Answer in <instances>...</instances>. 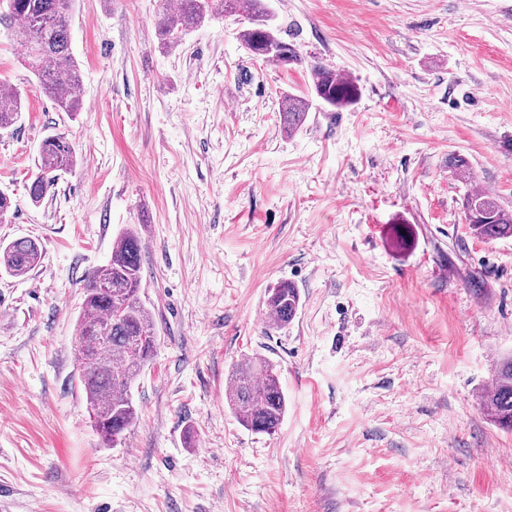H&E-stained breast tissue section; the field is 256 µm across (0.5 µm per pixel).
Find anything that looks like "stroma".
Listing matches in <instances>:
<instances>
[{"label": "stroma", "mask_w": 512, "mask_h": 512, "mask_svg": "<svg viewBox=\"0 0 512 512\" xmlns=\"http://www.w3.org/2000/svg\"><path fill=\"white\" fill-rule=\"evenodd\" d=\"M166 2L77 0L73 117L0 27L23 102L0 134V241L43 249L27 276L0 272V512H512V431L481 408L512 354V239L475 237L463 206L482 187L512 212V0H266L300 65L248 54L242 13L164 47ZM314 60L357 97L313 101L287 134L282 98L310 95ZM55 133L76 165L35 205ZM131 224L157 340L139 418L107 447L75 325ZM283 280L301 304L281 329L265 299ZM255 356L288 399L271 435L224 402Z\"/></svg>", "instance_id": "35a3bbf8"}]
</instances>
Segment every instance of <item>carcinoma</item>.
I'll return each instance as SVG.
<instances>
[{
	"mask_svg": "<svg viewBox=\"0 0 512 512\" xmlns=\"http://www.w3.org/2000/svg\"><path fill=\"white\" fill-rule=\"evenodd\" d=\"M0 25L21 35L25 63L37 77L43 92L57 111L72 116L82 109L78 95L79 66L71 52L70 22L75 0H11ZM249 0V27L239 39L251 55L269 59L287 45L261 7ZM241 8L240 0H179L176 10H165L157 20L163 44L176 48L205 22ZM313 93L323 103L341 107L351 103L354 84L337 77L322 63L312 66ZM18 93L5 90L0 99V130L14 125L21 114ZM309 100L288 95L282 102L283 128L292 133L303 124ZM74 165V151L62 135L46 137L39 148L37 173L28 193L39 204L58 180L59 173ZM474 235L484 239L512 238V214L490 196L471 193L464 199ZM143 241L138 230L127 227L116 237L107 263L85 277L82 313L75 326L74 358L91 422L101 440L111 445L137 419L131 388L148 362L155 342L154 324L140 299ZM42 250L30 239L0 243V268L21 277L40 263ZM266 308L275 324L284 328L300 305L298 289L282 282L268 290ZM226 402L237 421L255 433L273 434L287 410V398L271 362L254 358L238 364L232 373ZM490 421L512 430V356L496 371L488 398L481 403Z\"/></svg>",
	"mask_w": 512,
	"mask_h": 512,
	"instance_id": "1",
	"label": "carcinoma"
}]
</instances>
